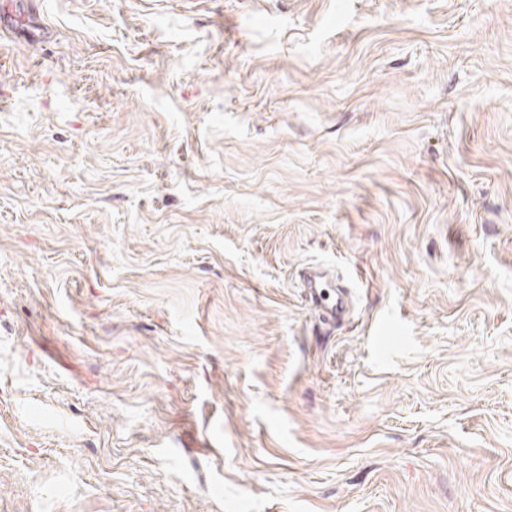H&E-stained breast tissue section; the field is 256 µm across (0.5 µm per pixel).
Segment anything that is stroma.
I'll return each instance as SVG.
<instances>
[{"mask_svg": "<svg viewBox=\"0 0 512 512\" xmlns=\"http://www.w3.org/2000/svg\"><path fill=\"white\" fill-rule=\"evenodd\" d=\"M34 11L0 512H512V0ZM313 267L308 268L312 269ZM308 270L303 274V288L306 289V297L311 306L328 316H336L341 313L345 307V300L340 289H335L328 283H317L311 280ZM333 293V295H331Z\"/></svg>", "mask_w": 512, "mask_h": 512, "instance_id": "35a3bbf8", "label": "stroma"}]
</instances>
